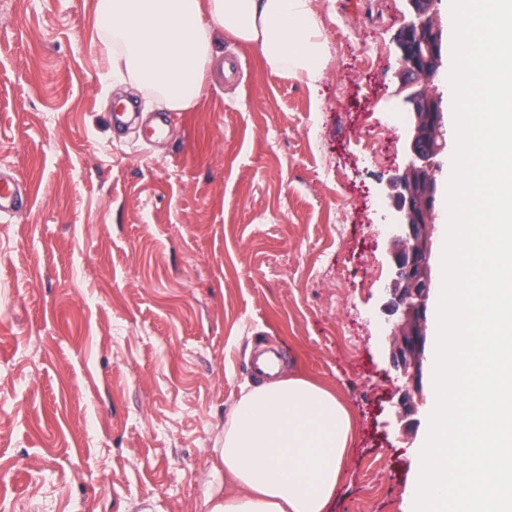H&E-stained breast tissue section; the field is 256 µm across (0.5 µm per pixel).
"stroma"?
<instances>
[{"label":"stroma","mask_w":512,"mask_h":512,"mask_svg":"<svg viewBox=\"0 0 512 512\" xmlns=\"http://www.w3.org/2000/svg\"><path fill=\"white\" fill-rule=\"evenodd\" d=\"M312 5L318 89L223 38L196 104L149 141L110 120L122 97L162 106L108 77L97 0H0V173L29 193L0 219L9 512H200L262 344L356 418L332 512H403L428 423L420 407L400 434L382 333L406 4Z\"/></svg>","instance_id":"1"}]
</instances>
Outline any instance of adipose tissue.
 Listing matches in <instances>:
<instances>
[{
    "mask_svg": "<svg viewBox=\"0 0 512 512\" xmlns=\"http://www.w3.org/2000/svg\"><path fill=\"white\" fill-rule=\"evenodd\" d=\"M112 74L175 111L201 96L219 36L259 49L268 70L323 76L327 44L312 0H98ZM355 418L327 387L291 372L243 394L207 474L204 512H329Z\"/></svg>",
    "mask_w": 512,
    "mask_h": 512,
    "instance_id": "adipose-tissue-1",
    "label": "adipose tissue"
}]
</instances>
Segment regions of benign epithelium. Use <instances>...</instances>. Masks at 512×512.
<instances>
[{
    "mask_svg": "<svg viewBox=\"0 0 512 512\" xmlns=\"http://www.w3.org/2000/svg\"><path fill=\"white\" fill-rule=\"evenodd\" d=\"M408 19L396 47L395 73L400 100L397 109L409 115L405 133L406 163L388 184L391 210L386 288L390 332L388 364L405 380L395 403L400 431H410L422 405L426 351L429 343V300L433 287L436 243V171L446 148L442 97L432 81L443 64L444 31L435 9L437 0H405Z\"/></svg>",
    "mask_w": 512,
    "mask_h": 512,
    "instance_id": "benign-epithelium-1",
    "label": "benign epithelium"
}]
</instances>
